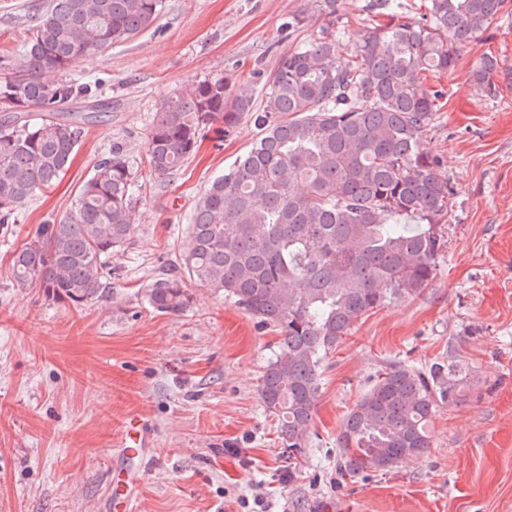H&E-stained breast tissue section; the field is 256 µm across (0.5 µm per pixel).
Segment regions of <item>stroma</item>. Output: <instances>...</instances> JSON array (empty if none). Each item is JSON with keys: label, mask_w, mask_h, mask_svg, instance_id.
Wrapping results in <instances>:
<instances>
[{"label": "stroma", "mask_w": 512, "mask_h": 512, "mask_svg": "<svg viewBox=\"0 0 512 512\" xmlns=\"http://www.w3.org/2000/svg\"><path fill=\"white\" fill-rule=\"evenodd\" d=\"M43 0H0V49L20 44ZM164 0L156 23L79 63L99 80L104 111L85 126L70 168L0 228V512H95L129 420L147 455L145 512H512V90L488 100L471 73L486 54L512 71V13L464 45L434 78L446 96L424 136L452 189L447 240L420 294L362 315L323 362L308 448L289 460L258 393L279 337L232 299L189 284V308L155 312L144 298L177 269L191 212L209 181L258 134L253 117L209 136L175 175L137 192L138 222L112 256L99 302L76 307L21 287L12 258L38 225L71 211L112 144L140 162L161 105L221 77L261 91L279 60L323 29L348 42L370 0ZM455 352L468 368L462 402L441 405L423 458L336 484V437L372 377ZM261 494L257 510L244 500Z\"/></svg>", "instance_id": "obj_1"}]
</instances>
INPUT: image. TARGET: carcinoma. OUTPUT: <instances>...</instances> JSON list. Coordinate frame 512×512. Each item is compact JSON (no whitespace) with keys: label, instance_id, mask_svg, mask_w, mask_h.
<instances>
[{"label":"carcinoma","instance_id":"obj_1","mask_svg":"<svg viewBox=\"0 0 512 512\" xmlns=\"http://www.w3.org/2000/svg\"><path fill=\"white\" fill-rule=\"evenodd\" d=\"M507 0H427L415 18L383 13L344 45L324 31L283 56L260 106L224 78L168 99L146 141L149 176L175 174L211 128L224 134L251 113V147L197 200L178 275L146 289L154 310H187L185 280L223 293L280 333L259 397L277 419L288 457L307 447L322 362L367 312L411 297L435 276L446 247L439 224L451 188L422 138L446 96L428 76L504 12ZM162 0H47L23 20L27 37L0 51V226L70 168L84 132L72 105L98 109L100 81L73 76L84 58L125 43L159 18ZM348 60L340 61V53ZM499 61L472 71L483 96L503 95ZM138 172L114 145L73 209L41 224L11 274L47 299L99 301L112 254L130 240ZM417 223L398 224L399 218ZM467 371L448 352L428 365L387 367L349 410L336 437V479L391 471L431 448L440 405L462 400Z\"/></svg>","mask_w":512,"mask_h":512}]
</instances>
